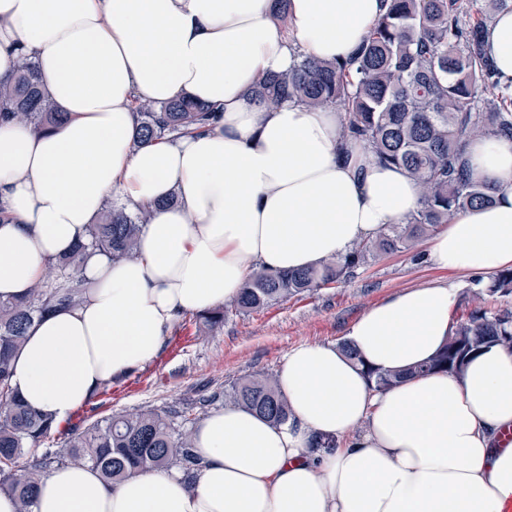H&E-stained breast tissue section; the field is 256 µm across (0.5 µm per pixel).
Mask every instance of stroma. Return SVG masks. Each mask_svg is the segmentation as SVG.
Returning <instances> with one entry per match:
<instances>
[{
	"label": "stroma",
	"instance_id": "stroma-1",
	"mask_svg": "<svg viewBox=\"0 0 512 512\" xmlns=\"http://www.w3.org/2000/svg\"><path fill=\"white\" fill-rule=\"evenodd\" d=\"M425 247L421 241L412 250L369 260L349 283L331 284L267 309L229 316L215 332L180 316L159 355L113 383L107 394L94 396L79 408L68 425L59 427L56 441H63L69 427H84L116 412L184 407L229 388L243 376H276L290 349L310 343L341 345L363 313L408 288L457 282L458 303L451 317L455 324L477 308L492 314L512 312V293L477 288L471 274L432 267L424 259Z\"/></svg>",
	"mask_w": 512,
	"mask_h": 512
}]
</instances>
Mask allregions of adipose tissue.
<instances>
[{"label":"adipose tissue","instance_id":"1","mask_svg":"<svg viewBox=\"0 0 512 512\" xmlns=\"http://www.w3.org/2000/svg\"><path fill=\"white\" fill-rule=\"evenodd\" d=\"M0 0V80L19 55L63 112L46 130L0 124V298L23 296L47 262L83 240L105 201L150 208L136 254H89L85 302L37 321L14 358L12 389L54 425L103 384L159 353L176 318L234 299L258 269L319 266L417 210L407 172L342 134L338 109L250 92L296 54L354 55L384 0ZM486 48L512 83V12ZM213 106L206 131L135 145L134 105ZM492 204L440 225L428 261L488 275L512 269V139L467 150ZM454 283L406 289L370 308L341 348L289 350L277 384L291 411L273 425L234 405L194 431L203 464L146 470L115 484L88 466L46 473L31 512H512V350L474 354L461 373L414 375L376 391L362 364L402 371L451 334Z\"/></svg>","mask_w":512,"mask_h":512}]
</instances>
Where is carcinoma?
<instances>
[{
    "label": "carcinoma",
    "mask_w": 512,
    "mask_h": 512,
    "mask_svg": "<svg viewBox=\"0 0 512 512\" xmlns=\"http://www.w3.org/2000/svg\"><path fill=\"white\" fill-rule=\"evenodd\" d=\"M512 11V0H388L387 11L342 63L299 55L286 74L263 78L252 98L268 108L288 101L310 107H340L345 132L363 141L377 161L404 167L420 185L419 209L402 224L388 226L371 241L301 271L253 273L232 301L195 315L216 330L230 314H249L291 297L355 278L358 269L383 254L411 250L429 231L466 207L493 202L495 188L474 181L465 149L474 137L512 136V91L500 86L485 51L484 32L492 16ZM138 141L198 133L215 117L208 105L177 99L136 106ZM64 118L40 86L35 63L18 57L12 77L0 81V119L48 129ZM150 211L127 212L111 205L87 228L86 239L49 262L42 278L17 300H0V492L12 495L17 512H29L41 478L52 468L90 465L108 483L143 470L177 468L191 484L202 467L192 434L209 399L181 410L118 412L66 433L61 448L41 456L30 449L52 438L53 423L28 408L10 387L12 357L29 327L58 308L84 301L79 279L90 250L114 260L132 256ZM453 335L463 342L461 362L490 344L512 347V312L473 310ZM448 369V347L413 370ZM372 389L400 384L406 372L364 367ZM224 400L275 425L288 422V401L276 379L253 376L233 383Z\"/></svg>",
    "instance_id": "1"
}]
</instances>
